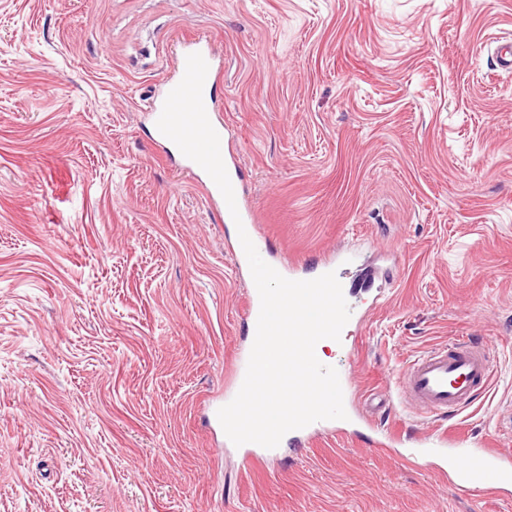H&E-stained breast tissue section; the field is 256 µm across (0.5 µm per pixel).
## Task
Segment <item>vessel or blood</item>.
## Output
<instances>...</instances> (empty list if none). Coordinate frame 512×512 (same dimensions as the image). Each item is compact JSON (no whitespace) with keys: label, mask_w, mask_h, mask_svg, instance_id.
Here are the masks:
<instances>
[{"label":"vessel or blood","mask_w":512,"mask_h":512,"mask_svg":"<svg viewBox=\"0 0 512 512\" xmlns=\"http://www.w3.org/2000/svg\"><path fill=\"white\" fill-rule=\"evenodd\" d=\"M201 54L208 65L203 87L207 116L220 138L230 136L222 117L216 112L214 87L224 71L221 55L210 41L196 40L187 44L173 64L172 76L150 95L145 110L151 120H158L167 95L181 82L186 70L187 55ZM183 169L202 189L207 200L218 206L225 222L240 218L246 232H253V215L239 207L237 215H229L228 206L211 177L194 161L184 160ZM493 366L484 349L469 338L456 339L434 347L411 359L399 386V398L414 404L427 417L452 418L489 387ZM427 447L443 450L445 471L455 476L457 486H475L487 494H497L512 484V455L495 448L488 438L467 436L449 438L447 432L435 431L426 441Z\"/></svg>","instance_id":"obj_1"}]
</instances>
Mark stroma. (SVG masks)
Segmentation results:
<instances>
[{
	"instance_id": "obj_1",
	"label": "stroma",
	"mask_w": 512,
	"mask_h": 512,
	"mask_svg": "<svg viewBox=\"0 0 512 512\" xmlns=\"http://www.w3.org/2000/svg\"><path fill=\"white\" fill-rule=\"evenodd\" d=\"M512 0H0V512H512L418 457L437 426L512 449ZM208 38L257 250L336 269L346 410L411 436L284 442L248 466L205 417L251 334L236 242L143 110ZM494 367L444 421L408 359ZM492 377L484 349L472 337L455 339L411 359L397 393L429 418H453L487 390Z\"/></svg>"
}]
</instances>
